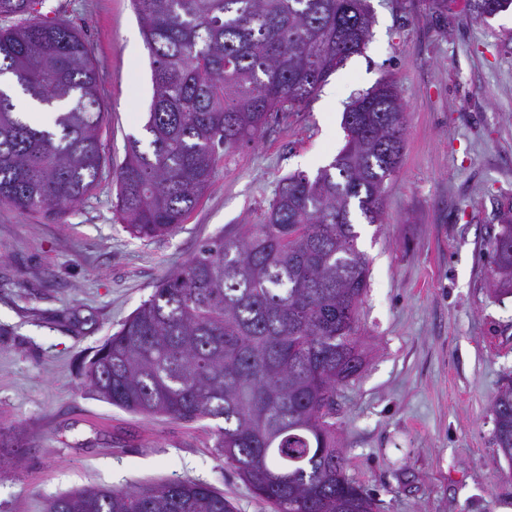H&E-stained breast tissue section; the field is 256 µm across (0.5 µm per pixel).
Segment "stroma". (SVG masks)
<instances>
[{"instance_id": "35a3bbf8", "label": "stroma", "mask_w": 512, "mask_h": 512, "mask_svg": "<svg viewBox=\"0 0 512 512\" xmlns=\"http://www.w3.org/2000/svg\"><path fill=\"white\" fill-rule=\"evenodd\" d=\"M361 52L299 110L220 156L182 227L132 237L113 212L128 137H144L151 67L130 0H44L80 29L105 121L98 187L57 218L0 204V426L24 446L0 463V512L62 494L190 479L234 512H271L225 467L217 423L127 413L95 396L85 363L166 275L219 233L261 223L280 179L315 175L346 142L360 94L393 84L406 105L401 165L382 224L355 216L370 261L362 373L336 395L347 473L381 512H512V465L492 401L512 373V294L495 292L491 240L512 224V7L475 20L463 0H368ZM335 97L333 114L322 104Z\"/></svg>"}]
</instances>
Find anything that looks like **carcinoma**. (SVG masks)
Wrapping results in <instances>:
<instances>
[{
    "instance_id": "obj_1",
    "label": "carcinoma",
    "mask_w": 512,
    "mask_h": 512,
    "mask_svg": "<svg viewBox=\"0 0 512 512\" xmlns=\"http://www.w3.org/2000/svg\"><path fill=\"white\" fill-rule=\"evenodd\" d=\"M42 0H0V75L57 109L25 122L0 90V204L70 212L98 185L104 122L97 72L68 20ZM151 58L148 147L132 137L113 203L130 234L176 230L211 188L218 149L249 141L304 104L370 36L365 0H132ZM347 140L313 177L285 176L261 224L207 242L165 276L89 363L91 392L126 412L223 420L224 465L273 512H379L336 446V395L361 373L359 309L369 266L353 213L381 220L399 168L405 106L382 85L344 115ZM498 291L512 293V225L490 242ZM495 443L512 462V375L492 402ZM46 512H233L192 480L85 488Z\"/></svg>"
}]
</instances>
